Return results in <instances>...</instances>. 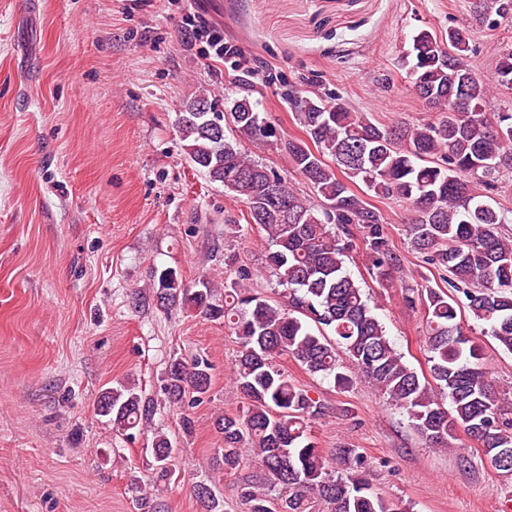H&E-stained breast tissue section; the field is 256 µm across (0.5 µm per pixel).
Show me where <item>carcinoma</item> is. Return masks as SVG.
I'll use <instances>...</instances> for the list:
<instances>
[{"mask_svg": "<svg viewBox=\"0 0 512 512\" xmlns=\"http://www.w3.org/2000/svg\"><path fill=\"white\" fill-rule=\"evenodd\" d=\"M474 12L512 19V0H473ZM469 33L448 30V41L423 29L403 56L413 91L437 112L420 125L384 126L351 109L340 96L295 89L288 105L306 138L274 133L258 109L253 83L237 79L232 126L201 93L176 113V127L189 161L224 193L245 207L243 219L258 225L274 250L268 266L286 287L288 302L271 303L244 287L252 273L235 271L218 304L208 283L191 291L173 268L155 273L153 293L162 307L181 305L206 318L224 319L241 347L233 369L247 410L217 418L224 472L247 463L260 469L262 490L247 480V512H273L269 492L279 491L280 512H406L372 490L365 460L356 448L336 449L342 472L334 475L315 442L310 423L321 404L275 363L289 355L312 374L333 378L343 390L353 376L342 371L341 347L357 374L392 405L404 410L415 432L433 447H447L457 431L478 441L495 470L512 476V401L502 396L483 364L482 346L464 331L462 313L487 325L483 332L512 353V240L499 232L509 223L487 194L495 174L512 169V112L487 113L489 84L467 57ZM497 84L512 87V51L496 67ZM248 141L288 154L293 172L322 198L316 206L289 185L288 176L248 157ZM361 179L380 198L407 203V235L425 263L448 273V290L407 294L425 311L424 351L429 376L418 374L395 348L372 313L362 286L345 270L352 247L336 233L357 224L373 255V275L384 281L395 257L382 231L381 211L351 187ZM211 364L203 357L174 359L166 370L169 405L186 394L201 399L211 389ZM99 415L118 430L150 432L154 402L128 382L101 391ZM154 461L171 475L174 448L153 433ZM201 512H222L212 486L196 481Z\"/></svg>", "mask_w": 512, "mask_h": 512, "instance_id": "cac0c4a2", "label": "carcinoma"}]
</instances>
